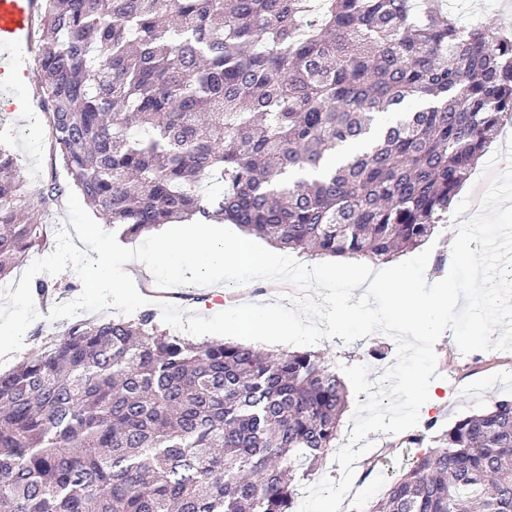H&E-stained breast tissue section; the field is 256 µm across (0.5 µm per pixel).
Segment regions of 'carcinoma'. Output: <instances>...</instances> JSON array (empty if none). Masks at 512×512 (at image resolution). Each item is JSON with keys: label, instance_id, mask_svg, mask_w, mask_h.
<instances>
[{"label": "carcinoma", "instance_id": "1", "mask_svg": "<svg viewBox=\"0 0 512 512\" xmlns=\"http://www.w3.org/2000/svg\"><path fill=\"white\" fill-rule=\"evenodd\" d=\"M439 2L44 0L68 182L34 202L0 141V279L68 189L124 237L227 221L375 264L425 245L512 117V38ZM346 405L318 352L189 343L149 312L80 321L0 374V507L292 512ZM367 512H512V398L432 436Z\"/></svg>", "mask_w": 512, "mask_h": 512}]
</instances>
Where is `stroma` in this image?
<instances>
[{
	"instance_id": "1",
	"label": "stroma",
	"mask_w": 512,
	"mask_h": 512,
	"mask_svg": "<svg viewBox=\"0 0 512 512\" xmlns=\"http://www.w3.org/2000/svg\"><path fill=\"white\" fill-rule=\"evenodd\" d=\"M443 6L456 21L465 27L490 26L512 30V0H443ZM28 89L34 97L29 112H15L0 116V137L6 138L18 155L27 177L28 188L39 193L48 184H66L68 177L59 157L53 156L48 138L46 117L40 79H33ZM37 282L47 284L48 296L38 305L39 317L29 326L20 351L0 358V372L14 368L25 358L40 352L50 341L60 339L71 326L70 320L49 321L48 314L54 304L76 298L82 291V282L70 269L58 275L40 274ZM318 348L323 351L333 367L365 364L377 369L380 361H394L397 346L390 337L376 333L354 343H344L342 338L322 340ZM441 375L436 382L437 403L423 406L421 422L432 423L434 431L452 427L460 418L487 409L498 399L512 397V374L508 373L507 354L488 351L477 366L464 365L452 332H444L435 344ZM454 372L458 378L456 387H449L442 375ZM375 448L385 454L377 462L376 476L381 487L396 479L418 455L417 447L401 443L398 435L382 432L369 433Z\"/></svg>"
}]
</instances>
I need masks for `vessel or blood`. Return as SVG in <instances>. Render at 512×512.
<instances>
[{"label": "vessel or blood", "mask_w": 512, "mask_h": 512, "mask_svg": "<svg viewBox=\"0 0 512 512\" xmlns=\"http://www.w3.org/2000/svg\"><path fill=\"white\" fill-rule=\"evenodd\" d=\"M38 0H0V112H15L27 105L15 88L27 72L18 51L32 39Z\"/></svg>", "instance_id": "b4317fda"}]
</instances>
